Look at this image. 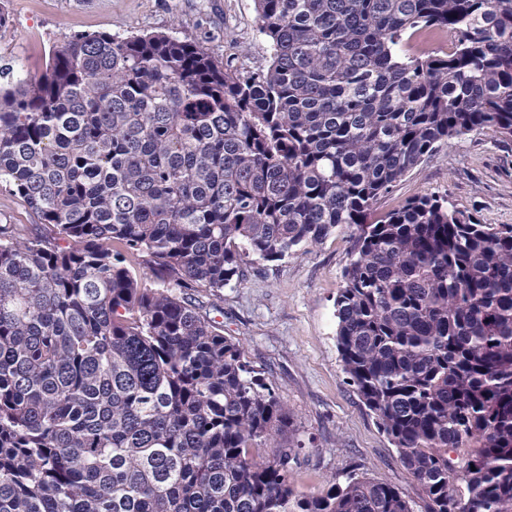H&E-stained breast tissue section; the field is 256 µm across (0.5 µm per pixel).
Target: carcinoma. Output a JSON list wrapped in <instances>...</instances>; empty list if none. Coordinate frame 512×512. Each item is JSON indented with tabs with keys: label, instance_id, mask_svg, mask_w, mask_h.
I'll use <instances>...</instances> for the list:
<instances>
[{
	"label": "carcinoma",
	"instance_id": "1",
	"mask_svg": "<svg viewBox=\"0 0 512 512\" xmlns=\"http://www.w3.org/2000/svg\"><path fill=\"white\" fill-rule=\"evenodd\" d=\"M255 4L257 71L166 33L0 70V182L44 225L0 224V512H409L365 474L295 497L290 410L195 299L340 224L336 348L427 512H512V225L372 218L443 144L512 137V0Z\"/></svg>",
	"mask_w": 512,
	"mask_h": 512
}]
</instances>
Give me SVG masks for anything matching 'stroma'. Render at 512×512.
I'll list each match as a JSON object with an SVG mask.
<instances>
[{"label":"stroma","mask_w":512,"mask_h":512,"mask_svg":"<svg viewBox=\"0 0 512 512\" xmlns=\"http://www.w3.org/2000/svg\"><path fill=\"white\" fill-rule=\"evenodd\" d=\"M0 10L10 18L0 33V66L33 77L45 70L53 47L80 34L163 32L229 65L269 60L254 0H0ZM421 195L448 199L483 224H512V138L484 129L449 142L407 173L374 212ZM354 234L343 224L282 261L245 258L242 280L225 288L214 318L268 373L293 414L301 443L289 478L295 495L312 497L350 473H365L396 487L411 512H425L422 487L378 428L336 350L334 302Z\"/></svg>","instance_id":"1"}]
</instances>
